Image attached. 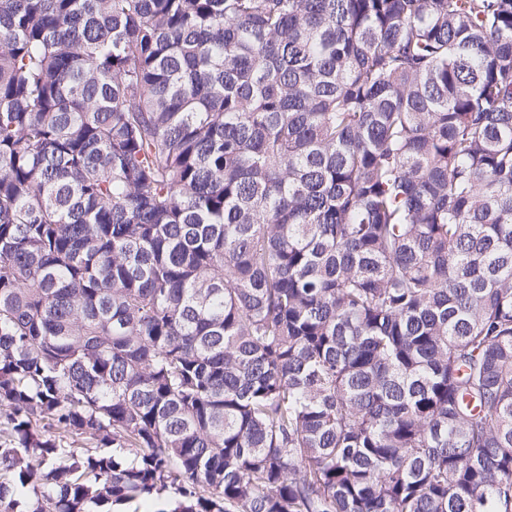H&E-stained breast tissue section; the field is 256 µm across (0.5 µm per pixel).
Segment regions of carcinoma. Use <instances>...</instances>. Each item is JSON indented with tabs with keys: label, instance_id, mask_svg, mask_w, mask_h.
Listing matches in <instances>:
<instances>
[{
	"label": "carcinoma",
	"instance_id": "1",
	"mask_svg": "<svg viewBox=\"0 0 512 512\" xmlns=\"http://www.w3.org/2000/svg\"><path fill=\"white\" fill-rule=\"evenodd\" d=\"M512 512V0H0V512Z\"/></svg>",
	"mask_w": 512,
	"mask_h": 512
}]
</instances>
